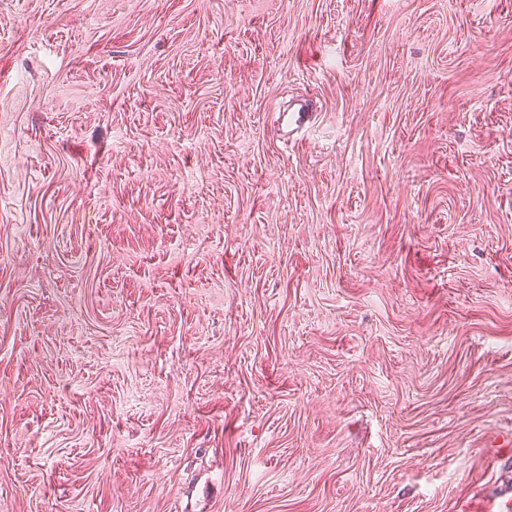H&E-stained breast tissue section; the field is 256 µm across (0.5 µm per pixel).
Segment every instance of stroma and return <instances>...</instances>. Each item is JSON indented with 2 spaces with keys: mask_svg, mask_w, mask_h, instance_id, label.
<instances>
[{
  "mask_svg": "<svg viewBox=\"0 0 512 512\" xmlns=\"http://www.w3.org/2000/svg\"><path fill=\"white\" fill-rule=\"evenodd\" d=\"M510 449L512 0H0V512H501ZM299 103L293 104L291 100L288 101V107L279 112V124L277 131L280 139L285 144H288V139L292 132L298 133L304 126L310 123L314 115V108L316 101L313 97L303 98L298 100Z\"/></svg>",
  "mask_w": 512,
  "mask_h": 512,
  "instance_id": "obj_1",
  "label": "stroma"
}]
</instances>
